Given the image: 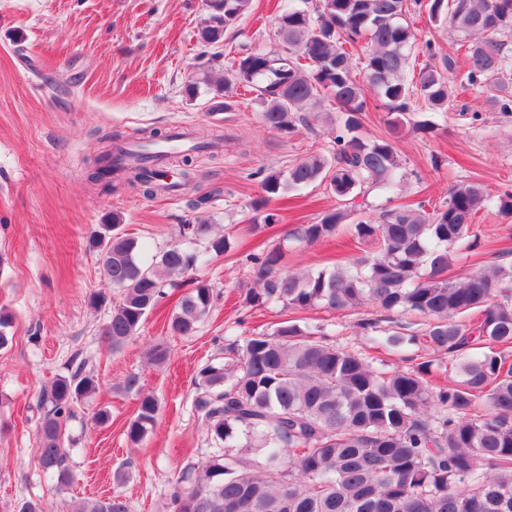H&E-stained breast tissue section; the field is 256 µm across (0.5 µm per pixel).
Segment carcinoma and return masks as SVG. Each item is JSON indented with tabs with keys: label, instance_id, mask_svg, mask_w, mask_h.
Masks as SVG:
<instances>
[{
	"label": "carcinoma",
	"instance_id": "cac0c4a2",
	"mask_svg": "<svg viewBox=\"0 0 512 512\" xmlns=\"http://www.w3.org/2000/svg\"><path fill=\"white\" fill-rule=\"evenodd\" d=\"M212 13L199 32L202 54L224 41V33L248 12L251 0H209ZM433 22L448 23L468 60L461 89L512 112V59L503 37L512 36V0H414ZM407 0H290L277 16L270 49L255 48L233 59L215 83L229 95L257 93L262 121L283 135L302 124L315 129L322 105H336L335 133L326 147L286 171L260 169L263 195L252 210L269 226L270 204L285 191L320 183L340 204L313 224H301L286 239L313 245L341 229L378 250L348 265L298 275L279 269L283 248L246 256L255 280L247 303L280 304L297 311H341L374 306L422 318L407 336L376 335L377 321L360 327L383 347L410 344L448 357V386L435 388L434 360L391 367L339 345L324 322L278 323L271 332L228 338L224 361L203 366L195 381L192 409L213 447L187 465L173 497V512H512V362L500 351L512 346V261L478 269L461 281L448 270L480 243L474 231L481 210L512 220V193L493 194L462 180L445 204L388 209L381 222L369 214L366 194L396 182L402 163L393 143L362 133L369 93L382 101L397 128L412 122L413 104L433 112H463L443 75L451 58L405 77L409 56L422 47L407 22ZM364 42L355 58L345 45ZM112 149L90 161L89 179L112 190ZM146 158L126 165L129 180L153 195L167 190L149 175ZM117 217L88 239L102 261L107 283L120 291L108 303L98 292L90 305H110L103 337L121 347L168 296L188 288L168 329L193 335L213 306L214 291L196 275L209 257L228 252L233 237L212 234L207 222L183 224L188 246L141 256L142 245L116 232ZM203 241V250L194 244ZM14 318L0 309V350L13 345ZM156 366L168 363L169 347L148 352ZM98 391L84 364L56 378L40 395L35 452L42 472L57 489L73 482L68 465L72 440L67 426L75 406ZM159 415L158 400L139 395L126 435L145 440ZM70 512H130L119 492L84 499Z\"/></svg>",
	"mask_w": 512,
	"mask_h": 512
}]
</instances>
